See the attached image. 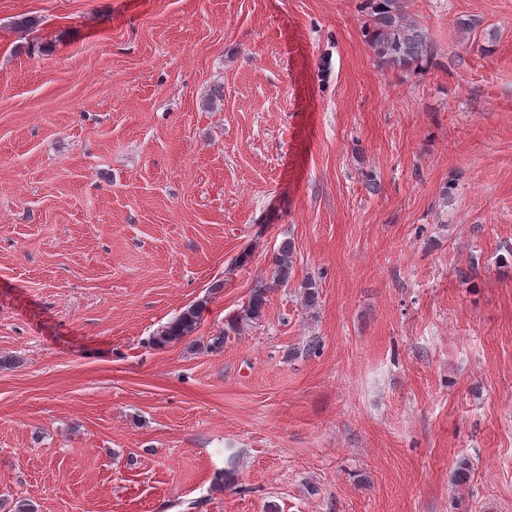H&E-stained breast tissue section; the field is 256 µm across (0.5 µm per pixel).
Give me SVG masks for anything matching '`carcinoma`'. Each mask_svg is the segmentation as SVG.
Here are the masks:
<instances>
[{
  "label": "carcinoma",
  "mask_w": 512,
  "mask_h": 512,
  "mask_svg": "<svg viewBox=\"0 0 512 512\" xmlns=\"http://www.w3.org/2000/svg\"><path fill=\"white\" fill-rule=\"evenodd\" d=\"M374 13V29L370 36V46L375 55L391 67L405 71H415L432 58L434 46L427 33L414 20L402 12L399 0H370ZM294 246L283 243L273 259L274 269L271 282L253 289L249 299L232 319L228 320L224 331L211 338L208 348L219 350L229 333H236L242 326L257 323L263 316L269 291L286 282L293 269ZM203 304H192L180 312L171 322L159 331L153 341L166 345L195 333L200 323Z\"/></svg>",
  "instance_id": "1"
}]
</instances>
